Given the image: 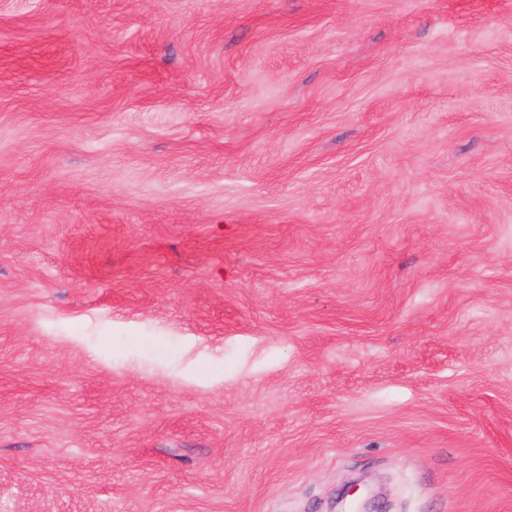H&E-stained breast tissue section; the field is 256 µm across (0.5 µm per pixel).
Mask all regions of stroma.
Returning <instances> with one entry per match:
<instances>
[{"label": "stroma", "instance_id": "1", "mask_svg": "<svg viewBox=\"0 0 512 512\" xmlns=\"http://www.w3.org/2000/svg\"><path fill=\"white\" fill-rule=\"evenodd\" d=\"M512 512V0H0V512Z\"/></svg>", "mask_w": 512, "mask_h": 512}]
</instances>
